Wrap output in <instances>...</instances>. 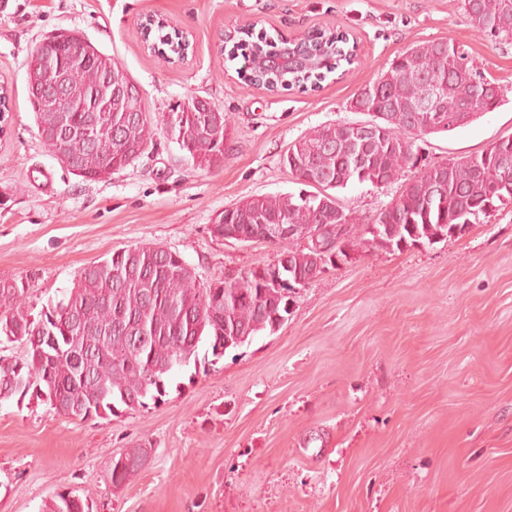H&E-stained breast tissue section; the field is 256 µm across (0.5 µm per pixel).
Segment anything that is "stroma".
I'll return each instance as SVG.
<instances>
[{"mask_svg": "<svg viewBox=\"0 0 512 512\" xmlns=\"http://www.w3.org/2000/svg\"><path fill=\"white\" fill-rule=\"evenodd\" d=\"M186 34L184 61L144 49L141 17ZM303 37L333 27L358 63L319 91L268 92L229 58L224 31ZM76 30L139 85L150 115L188 95L230 118L222 166L194 167L158 132L126 170L73 175L44 146L26 63ZM454 38L509 93L449 133L415 138L418 165L512 135V42L473 29L462 0H0V278L25 285L32 318L114 251L158 244L197 287L273 264L265 242L212 236L224 209L298 193L283 163L316 127L365 120L349 104L415 42ZM400 183H354L337 201L366 221ZM174 370L163 403L72 420L40 399L0 402V512H44L57 494L85 512H512V203L467 232L403 250L365 249L298 288L277 331ZM148 464L122 489L112 461L137 444Z\"/></svg>", "mask_w": 512, "mask_h": 512, "instance_id": "obj_1", "label": "stroma"}]
</instances>
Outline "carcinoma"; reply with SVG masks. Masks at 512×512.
I'll use <instances>...</instances> for the list:
<instances>
[{
	"mask_svg": "<svg viewBox=\"0 0 512 512\" xmlns=\"http://www.w3.org/2000/svg\"><path fill=\"white\" fill-rule=\"evenodd\" d=\"M468 23L484 35L512 40V0H463ZM328 75L349 62L348 40L336 36L331 44L319 40ZM36 51L49 59L69 86L68 112H38L36 122L45 146L54 154L66 150L74 158L75 175L100 180L104 168L115 173L131 165L153 144L156 131L166 130L200 168L224 164L227 120L222 112L193 106L189 95L152 120L120 111L112 99V74L122 71L112 57L93 52L77 60L76 50L44 39ZM433 81L439 89L436 105L415 108L421 85ZM493 83L454 39L440 38L406 48L377 80L372 94L359 100L360 111L372 120L385 118L388 137L376 144L355 141L348 124H329L295 142L283 163L312 194L251 196L217 215L211 234L224 238L231 230L242 241L259 239L262 227L288 224L295 231L272 242L291 269L306 273L323 258L346 260L360 247L400 250L416 243L448 239L470 217H490L489 207L508 195L498 185L512 182V166L497 161L512 156V136L486 150L425 167L410 185L375 219L360 222L346 211L332 191L349 184L393 183L415 166L411 139L459 128L454 116L467 103L471 123L498 108L507 89L468 98L474 83ZM68 137L59 140L58 128ZM318 232L327 250L317 252L304 243ZM190 267L177 254L149 246L117 251L83 268L74 286L60 301L45 308L37 320L26 311L24 286L0 278V338L22 340V359L0 358V402L36 393L55 412L82 421L108 418L158 404L166 396V379L176 368L196 360L198 345L206 343L219 359L263 331L275 332L288 320V285L275 287L252 269L231 282L198 288ZM47 512H83L79 500L60 494Z\"/></svg>",
	"mask_w": 512,
	"mask_h": 512,
	"instance_id": "1",
	"label": "carcinoma"
}]
</instances>
